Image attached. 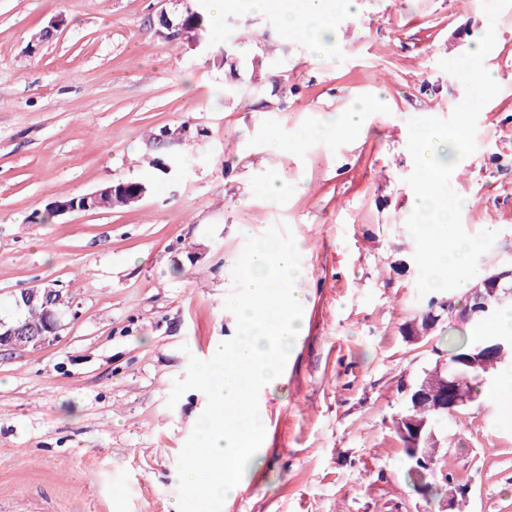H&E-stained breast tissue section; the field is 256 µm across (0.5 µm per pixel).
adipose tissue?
I'll list each match as a JSON object with an SVG mask.
<instances>
[{
    "label": "adipose tissue",
    "mask_w": 512,
    "mask_h": 512,
    "mask_svg": "<svg viewBox=\"0 0 512 512\" xmlns=\"http://www.w3.org/2000/svg\"><path fill=\"white\" fill-rule=\"evenodd\" d=\"M250 12H277L287 34L298 36L300 52H320L332 42L335 32L328 17L335 0H247Z\"/></svg>",
    "instance_id": "obj_1"
}]
</instances>
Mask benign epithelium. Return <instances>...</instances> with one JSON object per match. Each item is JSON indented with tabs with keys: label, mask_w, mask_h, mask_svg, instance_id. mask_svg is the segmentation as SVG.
<instances>
[{
	"label": "benign epithelium",
	"mask_w": 512,
	"mask_h": 512,
	"mask_svg": "<svg viewBox=\"0 0 512 512\" xmlns=\"http://www.w3.org/2000/svg\"><path fill=\"white\" fill-rule=\"evenodd\" d=\"M161 26L157 31L163 39L180 38L199 45L204 41L199 30L188 32L182 24L173 22L168 16H160ZM84 203L77 206L69 201H58L52 204L55 214H65L72 211H94L105 201L111 199L109 190L100 188L83 195ZM62 289L53 286L27 288L18 296V306L21 308L42 309V323L33 326L23 320L7 324L0 320V351H16L35 347L44 343L49 337L57 335L60 329L58 319L59 301ZM512 296V263L501 266L493 274L483 278L474 288L470 289L462 308L464 317L472 321L488 313L500 299ZM458 305L454 299L434 298L425 312L411 324L407 331V339L419 341L428 334L442 318L456 317ZM504 346L487 344L477 349V353L459 360L464 367L485 366V364L500 358ZM435 380L430 383L409 384L401 388L404 401L413 403H429L436 410L446 411L452 415L460 413L473 401L468 388V379L464 371L448 370V362L441 358L432 370ZM397 428L401 445L404 449L405 463L413 469H424L431 475L433 482L442 486L444 493L439 499L438 512H454L458 499L466 498L467 489L456 485L448 479V465L438 457L440 441L435 430H425V425L412 416L398 418Z\"/></svg>",
	"instance_id": "1"
}]
</instances>
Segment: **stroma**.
Wrapping results in <instances>:
<instances>
[{
  "label": "stroma",
  "instance_id": "stroma-1",
  "mask_svg": "<svg viewBox=\"0 0 512 512\" xmlns=\"http://www.w3.org/2000/svg\"><path fill=\"white\" fill-rule=\"evenodd\" d=\"M357 3L333 11L336 41L316 61L274 13L227 8L196 48L156 35L183 0H0V319L37 284L69 302L58 335L0 354V512H172L178 457L207 404L190 390L168 406L173 382L233 336L232 268L248 239L283 224L301 255L303 328L259 392L263 462L222 512H431L404 476L399 386L433 368L449 328L473 326L404 334L430 301L406 227L408 122L449 117L464 86L439 62L489 25L481 0ZM495 28L485 67L500 91L452 182L465 231L497 234L483 276L512 259V7ZM222 51L231 66L215 63ZM376 96L365 135L266 148ZM170 157L175 173L154 168ZM274 178L288 187L278 197L265 192ZM117 181L147 192L46 218L51 202ZM511 398L482 393L435 427L469 488L463 512H512Z\"/></svg>",
  "mask_w": 512,
  "mask_h": 512
}]
</instances>
